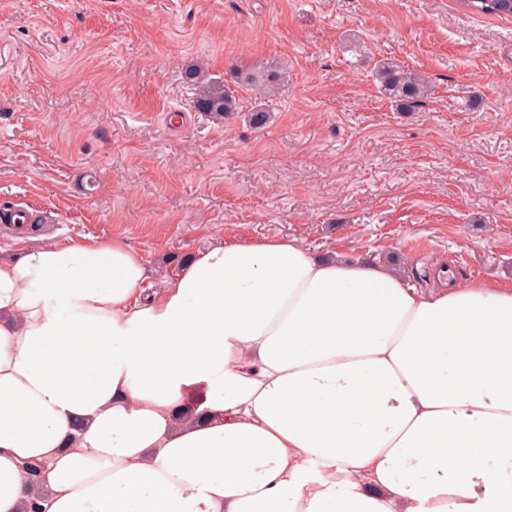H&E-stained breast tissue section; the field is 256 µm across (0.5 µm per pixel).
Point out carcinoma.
I'll return each mask as SVG.
<instances>
[{
	"instance_id": "carcinoma-1",
	"label": "carcinoma",
	"mask_w": 512,
	"mask_h": 512,
	"mask_svg": "<svg viewBox=\"0 0 512 512\" xmlns=\"http://www.w3.org/2000/svg\"><path fill=\"white\" fill-rule=\"evenodd\" d=\"M472 12L512 17V0H460ZM189 78L197 86L195 108L216 120L236 112L240 108V92L251 91L259 97L278 95L286 81L285 72L278 68L260 71L238 70L233 86L209 77L204 71L192 68ZM374 79L383 94L399 103L400 109L407 110L421 102L431 92L425 77L406 70L392 60H381L374 69Z\"/></svg>"
}]
</instances>
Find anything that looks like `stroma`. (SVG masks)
<instances>
[{"label":"stroma","mask_w":512,"mask_h":512,"mask_svg":"<svg viewBox=\"0 0 512 512\" xmlns=\"http://www.w3.org/2000/svg\"><path fill=\"white\" fill-rule=\"evenodd\" d=\"M383 58L425 76L411 112ZM274 65L217 121L198 66ZM268 111L262 127L248 122ZM29 245L125 237L174 271L221 243L297 237L423 292L512 289V17L460 0H0V213Z\"/></svg>","instance_id":"1"}]
</instances>
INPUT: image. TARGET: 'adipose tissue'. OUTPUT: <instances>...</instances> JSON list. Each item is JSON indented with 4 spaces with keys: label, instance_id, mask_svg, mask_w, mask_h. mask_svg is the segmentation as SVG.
I'll return each mask as SVG.
<instances>
[{
    "label": "adipose tissue",
    "instance_id": "ef3b65f1",
    "mask_svg": "<svg viewBox=\"0 0 512 512\" xmlns=\"http://www.w3.org/2000/svg\"><path fill=\"white\" fill-rule=\"evenodd\" d=\"M512 512V290L270 235L0 255V512Z\"/></svg>",
    "mask_w": 512,
    "mask_h": 512
}]
</instances>
